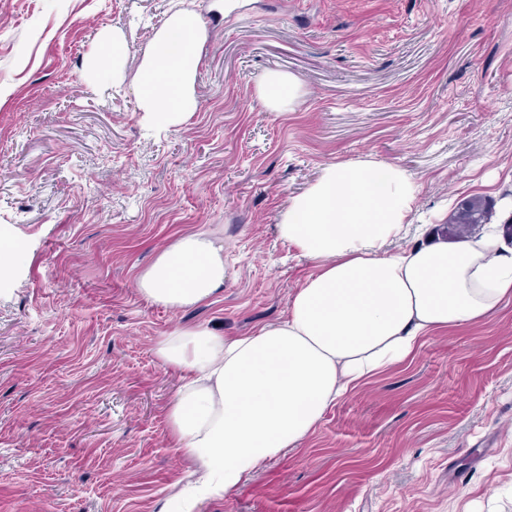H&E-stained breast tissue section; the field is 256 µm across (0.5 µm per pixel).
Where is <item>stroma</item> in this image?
<instances>
[{
  "mask_svg": "<svg viewBox=\"0 0 512 512\" xmlns=\"http://www.w3.org/2000/svg\"><path fill=\"white\" fill-rule=\"evenodd\" d=\"M178 9L205 40L196 112L148 130L137 76ZM123 78L90 73L109 34ZM299 75L293 112L264 75ZM419 186L429 242L459 200L512 210V0H0V512H168L197 465L167 407L161 336L282 318L315 269L277 233L324 164L365 156ZM188 232L224 243V288L187 308L137 278ZM193 512H512V302L426 338L330 407L299 447ZM260 96L277 112H293L300 104L302 82L292 74L270 72L262 80Z\"/></svg>",
  "mask_w": 512,
  "mask_h": 512,
  "instance_id": "35a3bbf8",
  "label": "stroma"
}]
</instances>
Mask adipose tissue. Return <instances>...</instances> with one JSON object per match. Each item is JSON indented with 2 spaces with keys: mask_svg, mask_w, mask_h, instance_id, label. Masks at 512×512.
<instances>
[{
  "mask_svg": "<svg viewBox=\"0 0 512 512\" xmlns=\"http://www.w3.org/2000/svg\"><path fill=\"white\" fill-rule=\"evenodd\" d=\"M202 32L199 17L179 9L155 35L138 74V107L154 128L196 110ZM260 96L292 112L302 83L271 72ZM417 194L392 164L324 165L277 226L316 263L285 316L246 336L199 325L160 339L159 359L186 375L168 416L177 448L202 471L189 499L239 487L298 447L340 398L412 360L423 338L512 301V248L496 227L453 247L402 246ZM223 286L224 245L207 232L180 236L138 277L141 294L172 308L205 303Z\"/></svg>",
  "mask_w": 512,
  "mask_h": 512,
  "instance_id": "1",
  "label": "adipose tissue"
}]
</instances>
